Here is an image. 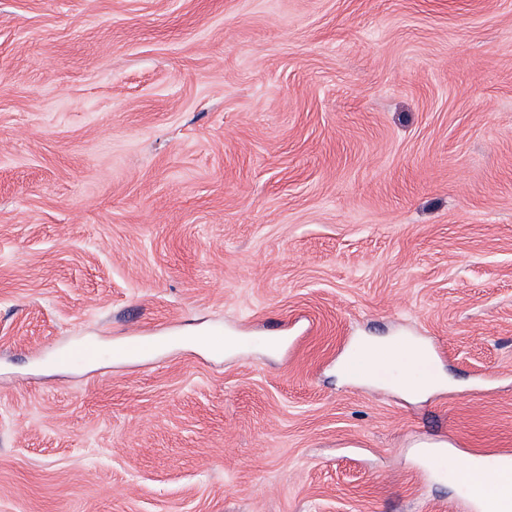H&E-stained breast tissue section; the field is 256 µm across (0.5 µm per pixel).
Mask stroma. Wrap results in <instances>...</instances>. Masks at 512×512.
I'll list each match as a JSON object with an SVG mask.
<instances>
[{
  "label": "stroma",
  "instance_id": "obj_1",
  "mask_svg": "<svg viewBox=\"0 0 512 512\" xmlns=\"http://www.w3.org/2000/svg\"><path fill=\"white\" fill-rule=\"evenodd\" d=\"M508 452L512 0H0V512H471ZM377 346L372 340H363L355 347L344 364V371L350 378H368L372 376L377 357ZM397 380L400 386L412 395L425 394L431 388L443 383L440 377L424 378L406 372H401Z\"/></svg>",
  "mask_w": 512,
  "mask_h": 512
}]
</instances>
